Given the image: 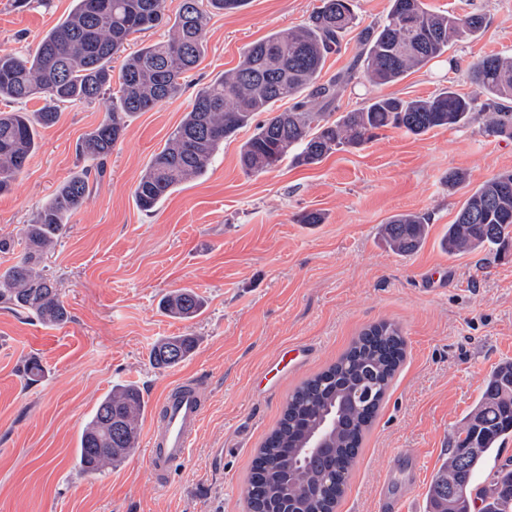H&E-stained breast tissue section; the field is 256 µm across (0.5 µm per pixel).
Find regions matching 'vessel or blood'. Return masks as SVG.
<instances>
[{
  "label": "vessel or blood",
  "mask_w": 512,
  "mask_h": 512,
  "mask_svg": "<svg viewBox=\"0 0 512 512\" xmlns=\"http://www.w3.org/2000/svg\"><path fill=\"white\" fill-rule=\"evenodd\" d=\"M204 407L203 395L190 380L174 384L154 404L147 452L157 478H164L170 468L186 457L199 430Z\"/></svg>",
  "instance_id": "vessel-or-blood-1"
}]
</instances>
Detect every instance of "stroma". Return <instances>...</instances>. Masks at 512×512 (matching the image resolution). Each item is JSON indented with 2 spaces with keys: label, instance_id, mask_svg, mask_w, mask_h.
<instances>
[{
  "label": "stroma",
  "instance_id": "obj_1",
  "mask_svg": "<svg viewBox=\"0 0 512 512\" xmlns=\"http://www.w3.org/2000/svg\"><path fill=\"white\" fill-rule=\"evenodd\" d=\"M457 15L487 17L484 31L447 56L381 87L357 79L334 112L391 94L427 98L450 86L473 93L472 62L512 57V0H427ZM319 0H248L212 15L204 54L186 90L135 115L112 150L104 178L45 260L70 319L59 326L0 307V512H247L253 456L276 427L297 386L334 363L368 326L396 324L406 356L366 432L336 512H379L381 490L403 496L406 512H426V492L462 418L501 362L512 361V243L501 253L451 255L441 237L470 191L512 171V138L477 126L415 137L380 132L320 164L291 161L265 174L238 165L242 129L207 169L152 213L133 189L152 155L191 108L195 92L240 61L270 33L302 26ZM72 0H0V49L37 46ZM108 100L62 106L38 147L0 194V238L22 229L60 183L86 166L76 146L108 110ZM464 182L449 188V171ZM307 212L324 217L303 224ZM426 213L420 249L402 257L380 228L400 213ZM188 288L205 301L192 320L161 302ZM168 336H191V357L164 370L150 353ZM37 360L38 380L23 365ZM184 378L206 399L186 459L156 482L146 453L149 421L119 465L89 476L76 463L79 434L98 401L119 383L146 400Z\"/></svg>",
  "mask_w": 512,
  "mask_h": 512
}]
</instances>
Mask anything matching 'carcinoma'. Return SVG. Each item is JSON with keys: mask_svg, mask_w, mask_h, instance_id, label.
<instances>
[{"mask_svg": "<svg viewBox=\"0 0 512 512\" xmlns=\"http://www.w3.org/2000/svg\"><path fill=\"white\" fill-rule=\"evenodd\" d=\"M75 8L41 39L33 51L0 52V192L24 169L34 153L39 130L53 126L65 104L91 103L113 92L112 107L87 133L78 152L89 161L66 178L49 202L23 229L25 253L0 271V304L62 325L68 312L54 279L42 263L57 245L68 218L91 197L106 173L112 148L129 120L180 95L187 74L204 52L203 31L210 15L237 9L246 0H180L175 17L166 0H73ZM356 25L354 0H320L308 22L279 30L250 44L233 69L200 88L180 124L155 153L133 190L136 206L151 213L183 184L200 177L219 147L265 118L241 146L238 163L248 175L277 168L320 163L329 154L359 148L377 132L395 128L422 136L436 128L479 122L490 136L512 137V57L487 55L470 68L477 95L448 86L426 99L378 95L338 117L328 108L359 70L371 85L393 84L448 52L452 43L480 33L486 17L436 12L424 0H389L386 17L360 31L352 70L327 80L322 71ZM161 26L167 38L126 56L112 91V61L133 36ZM43 102L36 112L11 109L16 103ZM293 101L286 110L277 103ZM430 217L393 215L382 237L393 253H415L428 234ZM512 238V172L477 187L465 199L441 245L450 254L504 248ZM201 297L179 289L166 296L164 309L178 319L201 310ZM195 340L169 336L158 342L152 363L173 367L191 354ZM404 359L400 329L387 322L365 329L324 372L304 381L289 398L278 426L253 458L247 498L249 512H331L330 484L353 468L364 430L375 418ZM354 397L338 414L334 444L325 454L307 455L304 442L319 417L336 411L344 395ZM144 395L133 384L117 385L97 404L77 446L81 470L100 474L135 447ZM512 437V361L499 365L481 397L458 428L453 448L427 491L428 512H471L477 473L487 458ZM480 512H512V469L501 467L480 491Z\"/></svg>", "mask_w": 512, "mask_h": 512, "instance_id": "carcinoma-1", "label": "carcinoma"}]
</instances>
